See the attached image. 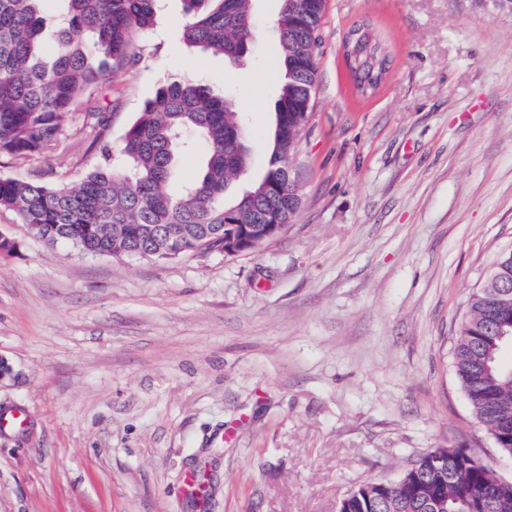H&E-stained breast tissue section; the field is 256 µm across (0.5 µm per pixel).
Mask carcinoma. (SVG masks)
Listing matches in <instances>:
<instances>
[{"mask_svg": "<svg viewBox=\"0 0 512 512\" xmlns=\"http://www.w3.org/2000/svg\"><path fill=\"white\" fill-rule=\"evenodd\" d=\"M41 0H0V156L17 160L39 154L62 131L79 96L131 56V34L148 29L157 0H60L62 16L53 34V50L44 51ZM186 45L230 63L244 57L255 37L251 0H182ZM288 11L280 0L275 26L283 80L278 112H309L316 89V56L300 45L318 44L325 0H296ZM374 39L358 56L344 58L355 88L372 82L368 56L383 51ZM205 145L196 175L181 185L179 164L188 134ZM106 165L89 173L75 188L0 177V210L49 245L66 243L91 255L123 256L128 249L162 250L160 259L220 245L227 211L271 206L283 224L293 222L297 185L277 166L278 193L273 202L249 192L225 202L229 179L250 160L247 128L232 97L194 78L179 77L160 88L127 129L122 146L125 168L114 169L103 142ZM512 319V295L495 297L482 284L469 298L454 350L457 378L475 417L496 435L498 418L512 416V378L491 360L494 327ZM453 479L439 476L436 452L423 455L397 480L398 488L358 485L341 501L340 512H419L415 488L436 484L448 499V512L459 499L479 500L497 476L487 465L459 449H448Z\"/></svg>", "mask_w": 512, "mask_h": 512, "instance_id": "obj_1", "label": "carcinoma"}]
</instances>
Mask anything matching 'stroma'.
<instances>
[{
    "instance_id": "1",
    "label": "stroma",
    "mask_w": 512,
    "mask_h": 512,
    "mask_svg": "<svg viewBox=\"0 0 512 512\" xmlns=\"http://www.w3.org/2000/svg\"><path fill=\"white\" fill-rule=\"evenodd\" d=\"M240 65L183 40L159 0L132 58L90 87L55 144L0 176L72 188L123 166L126 129L176 76L231 82L246 173H265L281 82L272 21ZM370 21L386 80L356 93L342 43ZM316 94L292 175L301 206L261 251L175 259L50 246L0 210V512H337L454 448L512 482L454 369L467 302L512 249V12L478 0H326ZM103 123L84 122L87 106ZM198 472L203 497L185 492Z\"/></svg>"
}]
</instances>
